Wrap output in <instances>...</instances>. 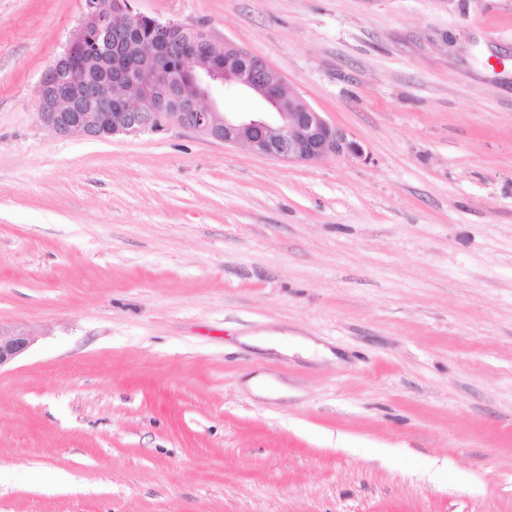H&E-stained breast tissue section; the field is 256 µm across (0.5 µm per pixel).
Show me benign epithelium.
I'll return each instance as SVG.
<instances>
[{
    "instance_id": "7a95c632",
    "label": "benign epithelium",
    "mask_w": 512,
    "mask_h": 512,
    "mask_svg": "<svg viewBox=\"0 0 512 512\" xmlns=\"http://www.w3.org/2000/svg\"><path fill=\"white\" fill-rule=\"evenodd\" d=\"M84 2L78 29L37 89L38 119L55 135L105 140L176 126L290 163L363 155L359 143L285 90L263 57L136 12L129 0ZM226 88L253 96L258 109L220 111L214 93ZM35 339L24 325L0 324V369Z\"/></svg>"
}]
</instances>
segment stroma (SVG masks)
Listing matches in <instances>:
<instances>
[{
    "mask_svg": "<svg viewBox=\"0 0 512 512\" xmlns=\"http://www.w3.org/2000/svg\"><path fill=\"white\" fill-rule=\"evenodd\" d=\"M363 157L54 135L83 0H0V512H512V0H134ZM36 336L25 325L0 322V369L14 363L35 342Z\"/></svg>",
    "mask_w": 512,
    "mask_h": 512,
    "instance_id": "1",
    "label": "stroma"
}]
</instances>
